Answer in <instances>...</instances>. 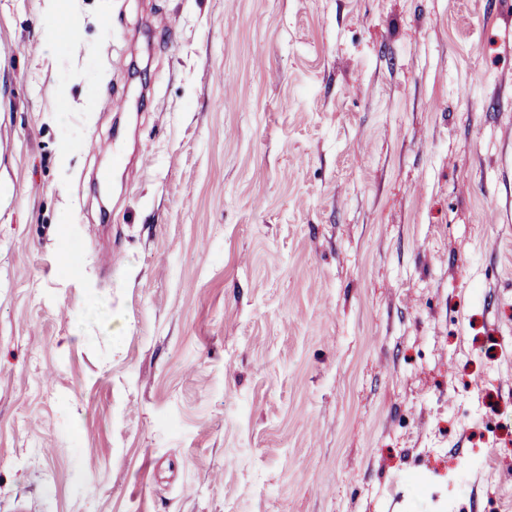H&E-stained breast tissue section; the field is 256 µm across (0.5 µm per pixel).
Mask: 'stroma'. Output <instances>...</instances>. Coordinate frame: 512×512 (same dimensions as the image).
<instances>
[{"mask_svg":"<svg viewBox=\"0 0 512 512\" xmlns=\"http://www.w3.org/2000/svg\"><path fill=\"white\" fill-rule=\"evenodd\" d=\"M44 9L0 0V512H512V0Z\"/></svg>","mask_w":512,"mask_h":512,"instance_id":"stroma-1","label":"stroma"}]
</instances>
